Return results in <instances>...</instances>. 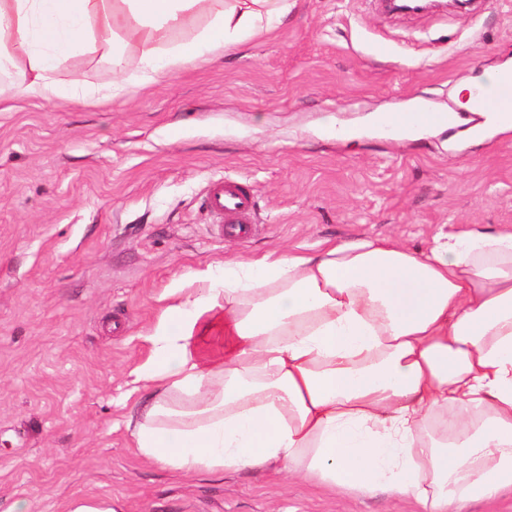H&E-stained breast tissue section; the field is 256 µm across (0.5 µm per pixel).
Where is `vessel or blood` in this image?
Returning <instances> with one entry per match:
<instances>
[{"mask_svg": "<svg viewBox=\"0 0 512 512\" xmlns=\"http://www.w3.org/2000/svg\"><path fill=\"white\" fill-rule=\"evenodd\" d=\"M469 109L473 112H512V80H506L493 93L475 96ZM204 204L228 234H249L255 201L242 182L227 177L211 183Z\"/></svg>", "mask_w": 512, "mask_h": 512, "instance_id": "obj_1", "label": "vessel or blood"}]
</instances>
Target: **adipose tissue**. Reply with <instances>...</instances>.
I'll return each instance as SVG.
<instances>
[{"label": "adipose tissue", "mask_w": 512, "mask_h": 512, "mask_svg": "<svg viewBox=\"0 0 512 512\" xmlns=\"http://www.w3.org/2000/svg\"><path fill=\"white\" fill-rule=\"evenodd\" d=\"M296 0H0L5 93L64 58L138 52V83L271 32ZM134 369L138 455L189 475L276 469L463 512L512 487V232L325 241L173 278Z\"/></svg>", "instance_id": "obj_1"}]
</instances>
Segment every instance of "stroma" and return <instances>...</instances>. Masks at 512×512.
Masks as SVG:
<instances>
[{
  "label": "stroma",
  "mask_w": 512,
  "mask_h": 512,
  "mask_svg": "<svg viewBox=\"0 0 512 512\" xmlns=\"http://www.w3.org/2000/svg\"><path fill=\"white\" fill-rule=\"evenodd\" d=\"M512 66V0L389 15L379 0H297L271 33L118 100L18 98L0 112V512H410L273 471L181 475L139 458L130 372L173 277L225 259L440 230H512V130L381 128L414 104L458 107ZM62 83L104 86L76 52ZM230 176L254 193L253 232L202 205Z\"/></svg>",
  "instance_id": "1"
}]
</instances>
